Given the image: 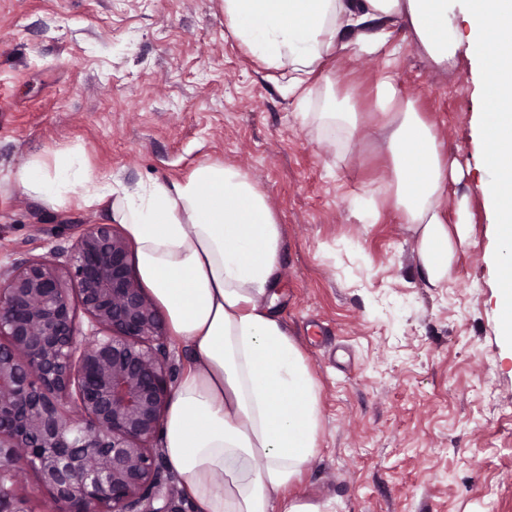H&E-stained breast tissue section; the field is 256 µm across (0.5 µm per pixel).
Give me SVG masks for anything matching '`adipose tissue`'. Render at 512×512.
<instances>
[{
  "label": "adipose tissue",
  "instance_id": "ef3b65f1",
  "mask_svg": "<svg viewBox=\"0 0 512 512\" xmlns=\"http://www.w3.org/2000/svg\"><path fill=\"white\" fill-rule=\"evenodd\" d=\"M452 0H224L232 34L253 58L285 69L305 106L312 82L330 81V59L381 52L401 25L440 70L459 51L477 57L485 89L502 109L482 118L490 144L499 237L512 246V0H470L469 38L451 21ZM496 35L488 46V35ZM387 121L378 130L391 157L393 202L415 225L430 284L448 275L443 202L456 166L434 127L402 100L391 75L374 85ZM15 180L49 205L73 194L110 202L134 244L139 275L191 360L164 420L166 457L199 512H336L335 499L289 497L315 457L319 393L307 361L274 311L282 227L265 193L240 168L202 165L184 181L149 189L94 180L75 153L35 157Z\"/></svg>",
  "mask_w": 512,
  "mask_h": 512
}]
</instances>
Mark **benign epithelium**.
<instances>
[{
    "label": "benign epithelium",
    "mask_w": 512,
    "mask_h": 512,
    "mask_svg": "<svg viewBox=\"0 0 512 512\" xmlns=\"http://www.w3.org/2000/svg\"><path fill=\"white\" fill-rule=\"evenodd\" d=\"M174 371L112 225H85L62 272L43 256L0 271V512H37L44 491L61 512H174L160 448Z\"/></svg>",
    "instance_id": "7a95c632"
}]
</instances>
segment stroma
Here are the masks:
<instances>
[{
  "instance_id": "35a3bbf8",
  "label": "stroma",
  "mask_w": 512,
  "mask_h": 512,
  "mask_svg": "<svg viewBox=\"0 0 512 512\" xmlns=\"http://www.w3.org/2000/svg\"><path fill=\"white\" fill-rule=\"evenodd\" d=\"M391 62L329 66L358 117L350 152L302 121L279 69L250 57L222 0H0V268L56 264L109 204L50 206L15 186L33 155H80L127 188L233 164L283 229L276 310L319 385L316 456L292 493L337 512H512V338L505 336L498 213L486 192L477 66L437 70L402 27ZM390 69L465 175L445 202L448 278L419 272L417 239L392 206L385 118ZM375 190L363 223L353 196ZM465 228L466 242L457 230Z\"/></svg>"
}]
</instances>
